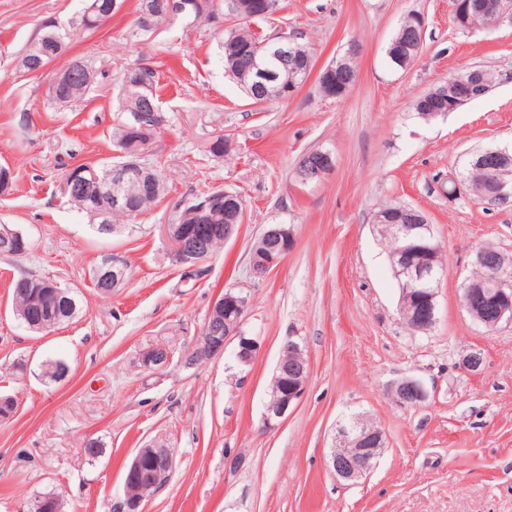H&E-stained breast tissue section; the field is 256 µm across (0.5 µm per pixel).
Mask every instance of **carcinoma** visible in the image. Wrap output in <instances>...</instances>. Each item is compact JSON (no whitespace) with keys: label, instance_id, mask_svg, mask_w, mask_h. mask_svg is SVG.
I'll list each match as a JSON object with an SVG mask.
<instances>
[{"label":"carcinoma","instance_id":"carcinoma-1","mask_svg":"<svg viewBox=\"0 0 512 512\" xmlns=\"http://www.w3.org/2000/svg\"><path fill=\"white\" fill-rule=\"evenodd\" d=\"M112 0H85L84 8L95 6V10L88 14L85 11L72 18L67 24H46L39 37L26 49L19 60V67L31 71L38 61L50 63L62 56L64 52L58 51L61 43L69 44L71 36L80 32L93 30L97 27V21L103 17H112L110 4ZM247 0H188L186 9L179 17L190 19L194 22L220 21L224 18V11L238 17L248 19H261L259 13L262 9L256 8L249 14H243ZM169 0H139L138 17L129 31V37L133 42H140L152 34L147 24L152 21L165 22ZM414 17L410 16L399 27L391 43L414 45L413 29ZM219 61L224 71L231 76L254 102L282 101L285 99V91L303 84L309 77L315 66V60L311 48L296 38L283 41L264 42L246 27H232L223 30V37L219 43ZM79 62L89 68H94L92 60L84 56H76L65 65L61 76L64 81L58 86L49 88V98L52 103L66 106L76 100L90 94L95 83L83 78L70 77L74 63ZM347 72L333 73L331 75L318 74V85L323 93L336 90V85L343 84L350 76L356 74V56L346 57ZM474 76H466L465 82L455 85L457 92L464 96V100L470 101L480 97L477 83L485 86L493 84L497 77L482 68H473ZM155 71L143 64H133L123 70L118 77L119 97L118 112L119 123L113 128L112 139L117 150L122 155L117 160L93 167L94 174H83V182L80 184L77 196L71 198V202L79 207V211L85 213L90 220L102 224L109 221L111 231L118 228L117 222L124 218L139 215L154 204L165 191V182L161 177L159 165L156 162L149 163L145 154L154 138V134L160 129L166 117L162 112H151V120L138 122L135 114L142 112L147 107L146 100L158 104L155 89ZM413 111L423 119L434 118V113L448 114V99L426 93L417 98L413 104ZM137 164L138 173L133 175L123 185L125 206L112 210L108 218L102 217L104 197L100 194V186L111 167L124 164ZM462 177L470 187V193L477 199L493 198L488 196L490 171L480 167L468 166ZM28 250V241L24 236L0 235V254L21 255ZM42 285L36 278H23L14 284L13 297L15 310L19 317L25 316V311L30 302V294L35 288ZM80 313V305L77 298L69 293L62 300H56L49 296L44 301L42 314L46 318V324L42 328L44 332H50L58 326L72 320Z\"/></svg>","mask_w":512,"mask_h":512}]
</instances>
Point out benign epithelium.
<instances>
[{"label": "benign epithelium", "instance_id": "obj_1", "mask_svg": "<svg viewBox=\"0 0 512 512\" xmlns=\"http://www.w3.org/2000/svg\"><path fill=\"white\" fill-rule=\"evenodd\" d=\"M505 22L512 24V10L502 8L488 12L487 20L481 27L494 28ZM310 163L311 178H324L334 167L330 152L316 150L305 156ZM476 163L492 173V193L500 199L512 196V152L507 147H493L477 157ZM128 167L119 166L113 170V180L103 189V195L113 208L122 206L121 186ZM407 223L396 225L397 233L405 240L404 246L390 254L395 278L401 285L399 313L409 330L418 333L429 332L437 321L438 283L447 273V265L439 246L418 250L414 240L432 233L423 213L410 210ZM165 234L174 248V255L181 264L197 265L208 250V239L202 234L193 235L182 224L165 225ZM293 240L292 231L286 224H271L259 236L251 249L249 266L253 276L261 278L288 255ZM473 265L484 269V275L470 276L461 284V305L465 311L488 330L495 329L503 322L512 323V265L506 256L483 247L474 254ZM125 262L113 254L98 269L101 281L117 287L125 279ZM248 306L247 297L229 288L219 293L186 364H203L224 351L225 346L236 342V358L244 366L252 364L262 344L256 337L242 335L241 324ZM170 362V354L162 346L147 350L141 363L149 370H161ZM310 373V366L303 347L290 338L284 341L274 369L277 386L269 391L265 405L264 421L272 425L288 416L304 393ZM390 392L399 403L418 407L425 403L428 392L423 383L412 377L393 382ZM385 438L383 431L361 415H355L336 429L334 448L327 461L329 470L337 479L355 482L368 473L377 462ZM146 459L154 461L160 470L157 482L148 485L156 493L167 482L175 465L174 450L160 447L158 442L137 451L127 466L123 479L124 492L113 505V512H147L146 502L150 496L135 491L139 483L135 475Z\"/></svg>", "mask_w": 512, "mask_h": 512}]
</instances>
